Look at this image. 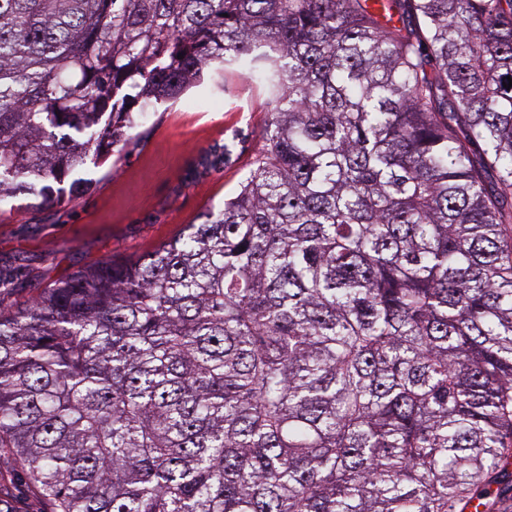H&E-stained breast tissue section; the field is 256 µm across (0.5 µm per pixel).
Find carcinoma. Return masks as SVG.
I'll return each mask as SVG.
<instances>
[{"mask_svg": "<svg viewBox=\"0 0 512 512\" xmlns=\"http://www.w3.org/2000/svg\"><path fill=\"white\" fill-rule=\"evenodd\" d=\"M243 60L274 112L224 208L0 310V457L48 512H486L512 0H0V202L89 193L143 108Z\"/></svg>", "mask_w": 512, "mask_h": 512, "instance_id": "carcinoma-1", "label": "carcinoma"}]
</instances>
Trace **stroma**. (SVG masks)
Returning <instances> with one entry per match:
<instances>
[{
  "mask_svg": "<svg viewBox=\"0 0 512 512\" xmlns=\"http://www.w3.org/2000/svg\"><path fill=\"white\" fill-rule=\"evenodd\" d=\"M273 110L248 73L224 75L223 89L204 84L175 104L158 106L116 170L86 165L89 194L66 205L30 206L23 196L0 204V263L25 266L29 285L0 290V308L23 307L39 288L112 257L132 258L179 235L199 216L224 205L262 148ZM235 138L236 158L219 173L191 177L201 151Z\"/></svg>",
  "mask_w": 512,
  "mask_h": 512,
  "instance_id": "obj_1",
  "label": "stroma"
}]
</instances>
